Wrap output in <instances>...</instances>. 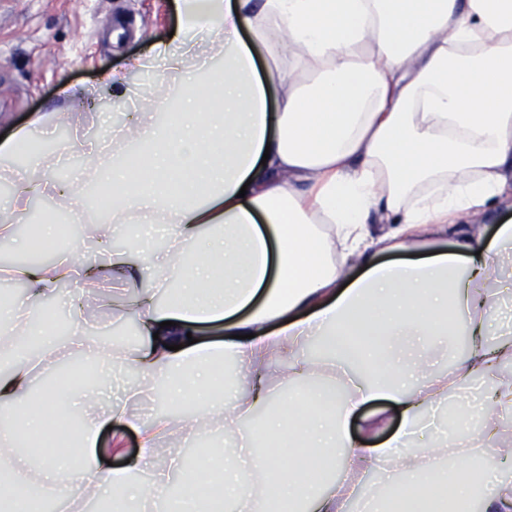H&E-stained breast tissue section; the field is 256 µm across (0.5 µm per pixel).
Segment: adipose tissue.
Wrapping results in <instances>:
<instances>
[{"instance_id":"ef3b65f1","label":"adipose tissue","mask_w":512,"mask_h":512,"mask_svg":"<svg viewBox=\"0 0 512 512\" xmlns=\"http://www.w3.org/2000/svg\"><path fill=\"white\" fill-rule=\"evenodd\" d=\"M165 101H141L90 147L102 235L48 262L0 268V512L105 493L113 512H512V223L471 224L512 206V0H177ZM277 111H270V100ZM47 112L0 141V243L35 198L85 214L83 182L36 151ZM140 241L112 249L111 229ZM166 249L140 262L152 234ZM111 251L113 322L142 339L92 341L82 301L102 288L80 249ZM409 259L380 261L381 249ZM70 305L59 338L47 310ZM167 304H160V297ZM223 322L224 341L188 343ZM470 338L451 374L429 372L442 336ZM91 385L60 393L76 364ZM139 375L130 384L129 373ZM493 386L477 405L463 395ZM195 398L182 418L143 419ZM383 401L389 410L368 412ZM69 425L59 430L56 410ZM136 431L133 464L97 451L109 426ZM234 436L183 462L176 431ZM65 454L32 460L33 437ZM484 480L474 485L471 475ZM212 484L218 498L194 494Z\"/></svg>"}]
</instances>
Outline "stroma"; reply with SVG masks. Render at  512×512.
I'll return each mask as SVG.
<instances>
[{"mask_svg":"<svg viewBox=\"0 0 512 512\" xmlns=\"http://www.w3.org/2000/svg\"><path fill=\"white\" fill-rule=\"evenodd\" d=\"M176 24L174 0H0V136L58 112L107 137L118 120L101 107L103 73L123 71Z\"/></svg>","mask_w":512,"mask_h":512,"instance_id":"1","label":"stroma"}]
</instances>
